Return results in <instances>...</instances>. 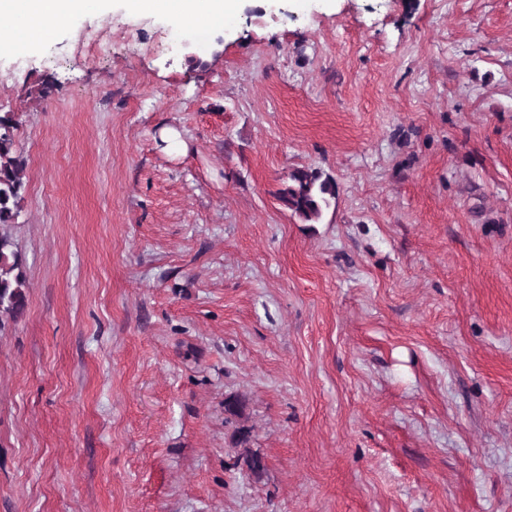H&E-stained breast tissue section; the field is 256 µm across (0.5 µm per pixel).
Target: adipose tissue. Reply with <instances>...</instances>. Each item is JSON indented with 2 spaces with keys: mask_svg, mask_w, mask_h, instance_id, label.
<instances>
[{
  "mask_svg": "<svg viewBox=\"0 0 512 512\" xmlns=\"http://www.w3.org/2000/svg\"><path fill=\"white\" fill-rule=\"evenodd\" d=\"M110 0H0V47L25 52L38 37L47 35L79 15L101 16ZM128 9L149 10L208 30L224 25V16L235 0H125Z\"/></svg>",
  "mask_w": 512,
  "mask_h": 512,
  "instance_id": "obj_1",
  "label": "adipose tissue"
}]
</instances>
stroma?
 I'll list each match as a JSON object with an SVG mask.
<instances>
[{
  "instance_id": "35a3bbf8",
  "label": "stroma",
  "mask_w": 512,
  "mask_h": 512,
  "mask_svg": "<svg viewBox=\"0 0 512 512\" xmlns=\"http://www.w3.org/2000/svg\"><path fill=\"white\" fill-rule=\"evenodd\" d=\"M315 8L172 51L113 0L0 53V512H512V0ZM17 120L7 112L0 114V224L16 223L22 200L24 161L16 155ZM278 198L302 223L317 224L336 199V185L329 177L321 179L318 171L297 168L288 174ZM22 261L12 239L0 234V328L3 316L15 320L25 309V278Z\"/></svg>"
}]
</instances>
